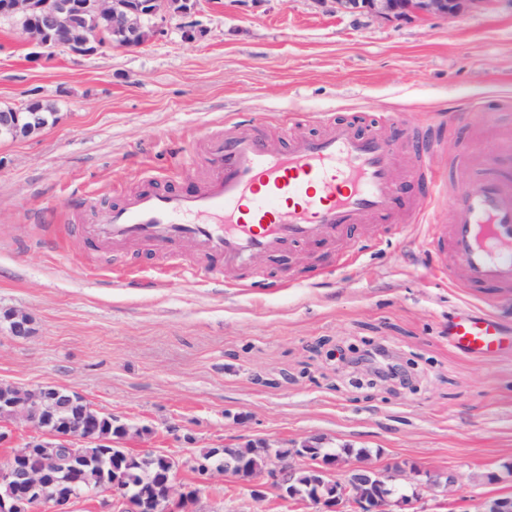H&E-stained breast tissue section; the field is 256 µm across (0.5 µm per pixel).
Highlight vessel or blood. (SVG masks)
Instances as JSON below:
<instances>
[{"label": "vessel or blood", "instance_id": "vessel-or-blood-1", "mask_svg": "<svg viewBox=\"0 0 512 512\" xmlns=\"http://www.w3.org/2000/svg\"><path fill=\"white\" fill-rule=\"evenodd\" d=\"M326 130L289 135L279 146L254 125L233 122L204 135L197 153L205 181L190 191L158 188L147 176L125 204L84 225L98 247L140 242L161 258L175 241L191 243L217 261L212 274L320 239L335 240L358 224H418L417 210L394 219L404 183L426 185L430 197L450 194L451 224H433L428 245L436 267L458 288L512 290V174L479 172L472 182L447 190L439 177V118L417 134L420 152L397 165L398 136L360 130L355 122L323 115ZM502 330L490 316L458 315L448 326L450 342L468 354H492Z\"/></svg>", "mask_w": 512, "mask_h": 512}]
</instances>
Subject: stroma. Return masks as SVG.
<instances>
[{"mask_svg":"<svg viewBox=\"0 0 512 512\" xmlns=\"http://www.w3.org/2000/svg\"><path fill=\"white\" fill-rule=\"evenodd\" d=\"M34 93L57 123L0 144V310L26 313L33 328L24 340L0 330V382L75 388L128 429L120 447L175 461L197 512H313L281 502L267 473L247 481L188 465L200 449L263 440L364 448L371 466L411 469L420 482L454 473L456 499L433 488L422 512L512 496V351L474 357L448 342L462 310L511 330L512 293L489 302L435 273L427 225L450 221L447 198L421 224L354 228L356 261L313 244L226 272L220 285L203 279L209 261L189 243L173 245L181 267L167 272L146 245L101 249L79 231L144 173L198 186L194 144L239 119L277 143L293 118L301 133L320 132V113L366 132L386 112L444 113L438 152L452 185L472 179L470 152L511 170L512 0L454 20L201 0L146 46L88 57L32 56L0 19V108ZM370 341L412 363L411 389L354 383L338 357Z\"/></svg>","mask_w":512,"mask_h":512,"instance_id":"1","label":"stroma"}]
</instances>
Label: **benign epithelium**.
Segmentation results:
<instances>
[{
	"label": "benign epithelium",
	"mask_w": 512,
	"mask_h": 512,
	"mask_svg": "<svg viewBox=\"0 0 512 512\" xmlns=\"http://www.w3.org/2000/svg\"><path fill=\"white\" fill-rule=\"evenodd\" d=\"M199 0H0V18L12 20L23 41L39 50L52 53L62 50L76 56H90L100 49L140 48L162 32V26L173 18L187 17L197 11ZM332 13L368 14L378 18H397L414 14L420 17L454 19L463 13L487 4L490 0H317ZM31 98L20 107L0 108V142L30 139L57 122L56 113L48 114ZM8 335L26 339L32 334V320L14 310L8 312ZM0 383V445L12 442V425L24 420L34 434L26 441V455L50 458L59 448L70 449V457L81 453L71 445L79 440L90 448H110L112 442L96 435L94 422L97 413L77 390L68 387L46 386L28 391L21 400L4 394ZM84 404L81 420L67 430L51 425L53 414ZM268 469L272 486L283 502L307 504L320 512H408L423 499V491L438 484L430 478L425 483L405 477L407 495H397L396 476L381 473L366 465H355L348 481L336 482L331 495L319 492L303 496L288 491L297 470L293 461L271 457ZM71 484L68 499L62 500L49 490L40 474L9 461L0 468V484L8 487L12 502L0 503V512H13L22 502L53 503L54 512H73V504L100 493L108 494L120 507V512H137L136 502L125 487L104 483L95 488L80 484L73 469H68ZM185 491L166 486L156 498L159 512H180ZM473 512H512V497L472 500Z\"/></svg>",
	"instance_id": "benign-epithelium-1"
}]
</instances>
